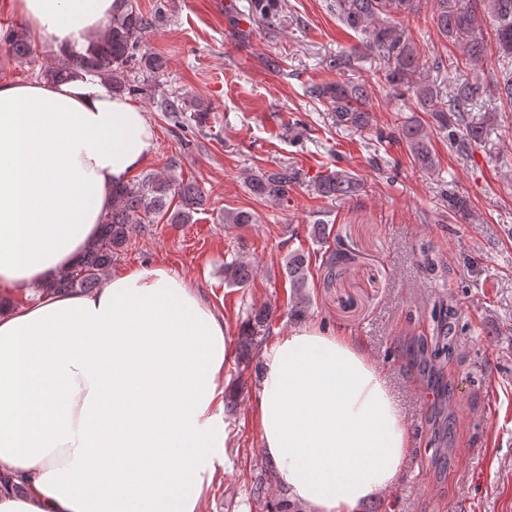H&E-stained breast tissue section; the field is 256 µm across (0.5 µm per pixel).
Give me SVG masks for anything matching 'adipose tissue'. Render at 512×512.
<instances>
[{
	"label": "adipose tissue",
	"mask_w": 512,
	"mask_h": 512,
	"mask_svg": "<svg viewBox=\"0 0 512 512\" xmlns=\"http://www.w3.org/2000/svg\"><path fill=\"white\" fill-rule=\"evenodd\" d=\"M116 0H0L58 54ZM155 149L130 97L99 78L0 81V512H202L227 461L224 319L165 267L41 293L79 261ZM261 445L304 512H355L397 482L407 423L354 338L300 324L263 352Z\"/></svg>",
	"instance_id": "obj_1"
}]
</instances>
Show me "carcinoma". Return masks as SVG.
I'll return each instance as SVG.
<instances>
[{
	"mask_svg": "<svg viewBox=\"0 0 512 512\" xmlns=\"http://www.w3.org/2000/svg\"><path fill=\"white\" fill-rule=\"evenodd\" d=\"M118 11L112 15L103 31L89 40L83 51L58 57L43 68L40 78L55 82L78 72L100 78L117 93L133 92L129 73L146 72L159 83L165 75L162 57L148 51L144 38L160 16L141 10L136 0H118ZM336 17L349 30L366 38V49L379 55L386 63L383 84L393 97L408 103L416 112H427L434 125L448 137V146L468 152L482 142L484 123L471 115L489 88L479 73L489 52L480 30L481 14L486 12L496 20L495 48L498 56L512 62V0H468L464 7H450L448 0H432L433 20L439 34L458 48L462 60L478 75L471 80L456 82L448 96L441 88L423 76L425 63L416 47L396 23L402 14L419 11L422 0H334ZM0 44L20 64L30 63L31 45L26 31L12 26L0 35ZM499 99L512 104V67L502 70L492 80ZM311 97L325 102L334 112L336 125L345 129L363 130L373 126V92L366 84L355 81L321 83L312 87ZM161 112L180 117L186 102L178 97L160 96L156 102ZM406 146L412 160L425 169L435 167L430 148V132L419 120L403 121L397 131L379 135ZM295 174L279 168L252 174L247 178L251 191L259 198L282 202L288 198ZM356 184L348 179L328 175L318 183V192L325 196L351 194ZM206 195L201 188L176 175L143 173L112 189V208L100 224L99 236L72 267L61 271L53 280L39 288L41 292L62 293L95 288L126 245L134 224H192L194 215L204 209ZM310 257L294 251L285 257L284 273L291 288L293 313L301 316L308 308V267ZM252 277L250 263L235 259L224 263V282L230 287L244 286ZM438 336L434 355L452 354L448 310L441 308L435 315ZM272 314L269 310L253 309L243 322L241 342L249 352L262 344L270 334Z\"/></svg>",
	"mask_w": 512,
	"mask_h": 512,
	"instance_id": "carcinoma-1",
	"label": "carcinoma"
}]
</instances>
